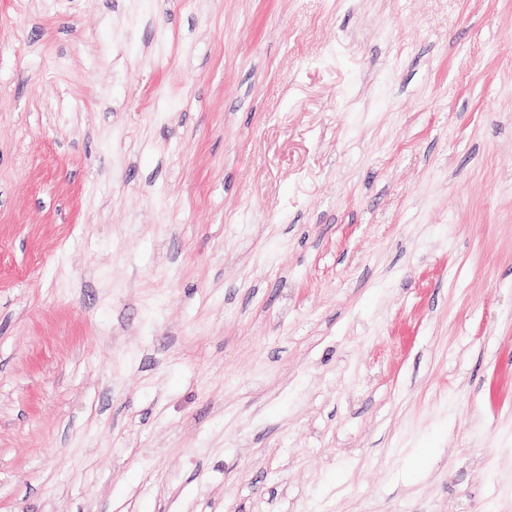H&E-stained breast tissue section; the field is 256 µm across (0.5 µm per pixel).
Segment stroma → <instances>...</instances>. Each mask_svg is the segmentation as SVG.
<instances>
[{
    "instance_id": "stroma-1",
    "label": "stroma",
    "mask_w": 512,
    "mask_h": 512,
    "mask_svg": "<svg viewBox=\"0 0 512 512\" xmlns=\"http://www.w3.org/2000/svg\"><path fill=\"white\" fill-rule=\"evenodd\" d=\"M0 512H512V0H0Z\"/></svg>"
}]
</instances>
